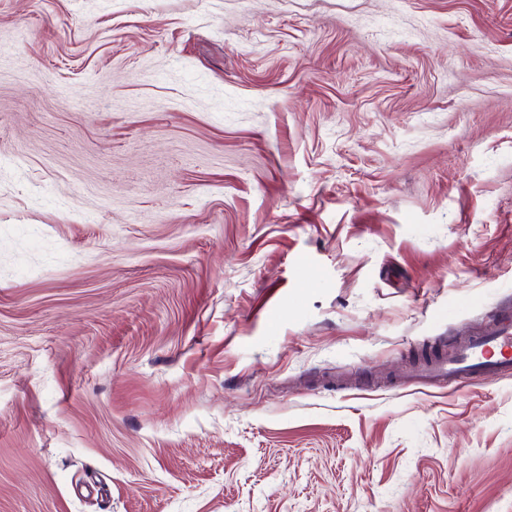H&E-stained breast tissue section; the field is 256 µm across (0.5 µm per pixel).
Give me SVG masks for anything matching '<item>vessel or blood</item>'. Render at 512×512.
Returning a JSON list of instances; mask_svg holds the SVG:
<instances>
[{
  "instance_id": "vessel-or-blood-1",
  "label": "vessel or blood",
  "mask_w": 512,
  "mask_h": 512,
  "mask_svg": "<svg viewBox=\"0 0 512 512\" xmlns=\"http://www.w3.org/2000/svg\"><path fill=\"white\" fill-rule=\"evenodd\" d=\"M509 371H512V313L487 333L461 343L452 353L402 370L398 379L404 384L425 379L459 383L475 376Z\"/></svg>"
}]
</instances>
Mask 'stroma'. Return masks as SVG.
Here are the masks:
<instances>
[{
  "mask_svg": "<svg viewBox=\"0 0 512 512\" xmlns=\"http://www.w3.org/2000/svg\"><path fill=\"white\" fill-rule=\"evenodd\" d=\"M512 0H0V512H512ZM512 370V312L487 333L475 336L449 355L413 365L398 374L403 384L418 380L459 383L481 375H500Z\"/></svg>",
  "mask_w": 512,
  "mask_h": 512,
  "instance_id": "obj_1",
  "label": "stroma"
}]
</instances>
